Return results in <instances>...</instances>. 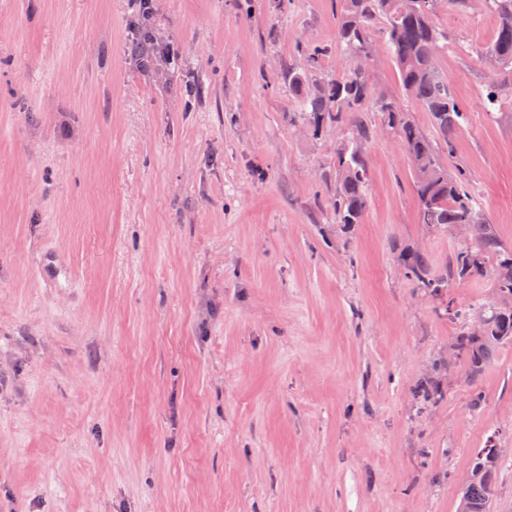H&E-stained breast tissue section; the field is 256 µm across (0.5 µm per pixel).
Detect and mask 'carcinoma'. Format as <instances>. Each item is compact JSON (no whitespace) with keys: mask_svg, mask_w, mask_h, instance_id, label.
<instances>
[{"mask_svg":"<svg viewBox=\"0 0 512 512\" xmlns=\"http://www.w3.org/2000/svg\"><path fill=\"white\" fill-rule=\"evenodd\" d=\"M423 0H344L338 19L340 43L358 63L365 49L372 47L371 27L377 19L384 22L383 38L386 49L392 54L405 93L430 112L433 125L446 144L466 120L453 99L448 80L433 63L441 34L434 26L431 13L422 5ZM498 13L500 23L493 45L487 54L503 60L504 67L512 66V0H488ZM319 51L309 54V69H288V88L302 99L301 112L293 116L311 126L314 131L334 123L349 122L355 128V137L336 148V188L334 213L336 223L348 230L360 222L367 206V169L361 141L368 138L358 113L368 103L384 116L387 126L397 133L411 159L414 172V191L418 199L419 220L437 228L450 224L465 225V232L472 245L460 249L447 267L435 270L426 253L408 248L399 259L406 271V278L415 287L440 302H446L448 317L458 324L455 343L459 359L467 368L471 382H476L498 351L512 345V306L506 307L500 295L512 296V277L492 284L495 301L461 307L454 300H444L451 282L481 279V265L499 263L512 258V248L500 240L496 226L484 221L481 209L468 191L463 179L448 173L437 151L411 121L399 104L387 98L372 96L371 85L352 67L344 75L317 81L311 71L319 63ZM481 316L487 326L483 336H472L469 324L473 316ZM414 393L420 408L433 406L442 398L440 383L432 378L419 381ZM489 451L479 449L472 468L487 466L486 476L471 483L465 493L474 512H489L492 492L499 464L486 465Z\"/></svg>","mask_w":512,"mask_h":512,"instance_id":"cac0c4a2","label":"carcinoma"}]
</instances>
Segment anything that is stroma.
<instances>
[{
	"label": "stroma",
	"mask_w": 512,
	"mask_h": 512,
	"mask_svg": "<svg viewBox=\"0 0 512 512\" xmlns=\"http://www.w3.org/2000/svg\"><path fill=\"white\" fill-rule=\"evenodd\" d=\"M341 8L0 0V512H457L492 435L490 510L512 512V346L473 384L456 362L436 406L413 397L456 326L399 251L440 269L465 238L423 228L371 106L368 204L342 233L351 128L292 119L289 68L316 50V79L352 64ZM432 19L466 114L439 156L512 246V71L485 56L499 17L439 0ZM144 28L179 62L141 67ZM370 82L438 140L386 49Z\"/></svg>",
	"instance_id": "35a3bbf8"
}]
</instances>
